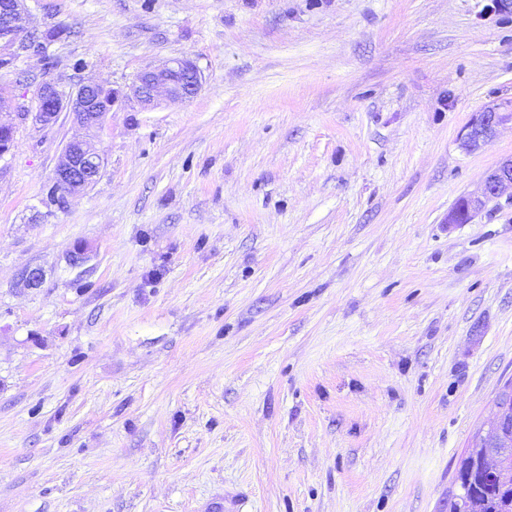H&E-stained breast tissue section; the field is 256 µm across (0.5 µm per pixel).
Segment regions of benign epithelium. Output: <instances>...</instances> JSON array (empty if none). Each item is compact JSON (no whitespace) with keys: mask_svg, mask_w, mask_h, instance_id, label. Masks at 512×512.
<instances>
[{"mask_svg":"<svg viewBox=\"0 0 512 512\" xmlns=\"http://www.w3.org/2000/svg\"><path fill=\"white\" fill-rule=\"evenodd\" d=\"M9 7L0 9V70L13 67L15 61L32 50L28 43L26 0H6ZM201 86L196 65L188 58L176 57L160 62L142 72L130 88L131 97L144 107H153L158 92L165 93L171 102H185L193 98ZM118 98L116 90L102 84L86 81L76 90L60 89L53 78L44 76L35 92L34 119L41 125L55 124L64 111L71 112L84 135L70 139L64 146L60 163L52 179L50 205L65 203L66 197L78 193L98 178L103 159L95 150L93 137L105 125L106 117ZM512 122V112L496 108L479 113L462 130V148L473 150L494 134L496 128ZM512 188V157L500 162L487 174L481 194L465 198V207L448 214V223L460 224L463 218H472L486 205L500 198L502 191Z\"/></svg>","mask_w":512,"mask_h":512,"instance_id":"benign-epithelium-1","label":"benign epithelium"}]
</instances>
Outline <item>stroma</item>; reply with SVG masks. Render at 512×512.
<instances>
[{
	"label": "stroma",
	"instance_id": "35a3bbf8",
	"mask_svg": "<svg viewBox=\"0 0 512 512\" xmlns=\"http://www.w3.org/2000/svg\"><path fill=\"white\" fill-rule=\"evenodd\" d=\"M27 7L59 36L0 72V512H448L512 381V202L448 221L512 156L460 144L512 110V0ZM174 57L198 93L141 108ZM46 71L120 93L61 207ZM200 86L196 65L188 58L176 57L142 72L132 84L130 94L142 106L154 107L160 91L170 102H185L197 94ZM512 122V112H500L497 108L480 112L478 117L471 121L462 130L460 141L462 148L473 150L485 139L494 134L496 128L506 122Z\"/></svg>",
	"mask_w": 512,
	"mask_h": 512
}]
</instances>
